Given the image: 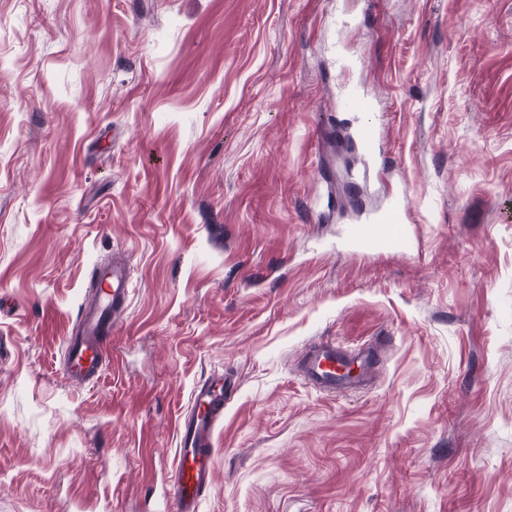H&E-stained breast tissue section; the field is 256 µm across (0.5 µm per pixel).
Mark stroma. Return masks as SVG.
<instances>
[{"label":"stroma","instance_id":"35a3bbf8","mask_svg":"<svg viewBox=\"0 0 512 512\" xmlns=\"http://www.w3.org/2000/svg\"><path fill=\"white\" fill-rule=\"evenodd\" d=\"M386 108L412 248L354 217L339 85ZM131 292L63 372L90 273ZM379 336L375 380H304ZM238 387L200 512H512V0H0V512H156ZM94 297L78 312L77 333L65 342V372L72 384L99 378L110 349L112 329L126 308L130 273L125 260L113 259L92 272ZM389 341L390 337L381 336L375 345L356 354L346 353L329 343H320L309 352L304 362V371L315 385L327 391H344L366 385L378 363L375 351ZM345 363L356 364L359 372L353 377H348L336 371V367ZM232 393L233 382L224 373L196 387L194 409L178 424V459L164 511L199 512L215 472L214 430Z\"/></svg>","mask_w":512,"mask_h":512}]
</instances>
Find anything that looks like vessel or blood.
Masks as SVG:
<instances>
[{"instance_id": "obj_1", "label": "vessel or blood", "mask_w": 512, "mask_h": 512, "mask_svg": "<svg viewBox=\"0 0 512 512\" xmlns=\"http://www.w3.org/2000/svg\"><path fill=\"white\" fill-rule=\"evenodd\" d=\"M339 111L354 114L347 139L358 156L356 178L368 179L381 168L382 123L375 102L360 89L343 87L336 93ZM413 211L402 185L388 189L381 206L359 210L344 232L346 245L364 257L394 253L412 242L409 226ZM94 297L78 312L77 333L65 342V372L72 384L99 378L110 349L113 329L126 308L130 273L123 260L99 266L92 273ZM374 348L349 354L335 345L314 346L305 362L307 377L319 388L344 391L366 385L377 366ZM233 392L227 374L212 376L193 393L194 409L178 424V459L168 490L167 512H199L204 493L212 485L216 455L213 434Z\"/></svg>"}]
</instances>
